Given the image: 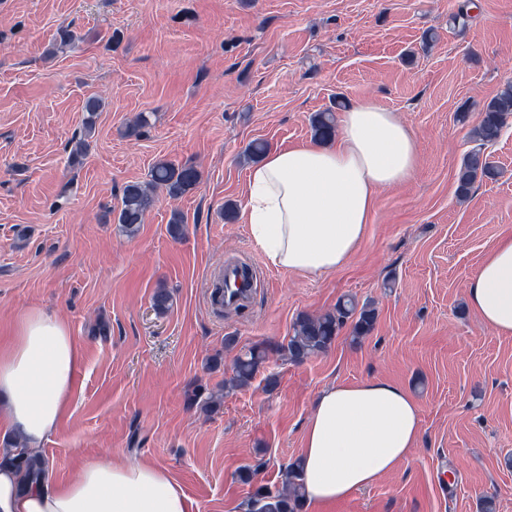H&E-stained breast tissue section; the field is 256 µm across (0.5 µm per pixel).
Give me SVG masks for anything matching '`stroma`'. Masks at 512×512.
Wrapping results in <instances>:
<instances>
[{
    "instance_id": "35a3bbf8",
    "label": "stroma",
    "mask_w": 512,
    "mask_h": 512,
    "mask_svg": "<svg viewBox=\"0 0 512 512\" xmlns=\"http://www.w3.org/2000/svg\"><path fill=\"white\" fill-rule=\"evenodd\" d=\"M0 0V336L21 314L62 318L82 350L67 416L44 444L54 476L87 460L167 469L192 512H244L256 487H280L326 386L378 378L421 410L417 448L392 474L326 512H512V335L485 327L466 288L484 253L512 235V124L486 153L500 171L456 194L472 149L460 108L512 83V0ZM75 43L55 51L59 28ZM103 96L90 148L69 154ZM371 98L416 134L414 175L380 189L372 224L342 269L310 278L272 266L241 208L255 140L311 142L310 118ZM140 134L127 128L139 115ZM160 159L193 164L189 194L157 201L138 232L114 222L126 184ZM184 234L172 238V214ZM250 263L245 308L220 311L221 266ZM172 294L157 313V289ZM346 295L374 302L372 333L343 327L325 353L271 356L252 385L211 412L188 406L232 372L238 351L287 343L298 315ZM107 337L93 335L97 323ZM235 337L226 349L225 337ZM218 367H210L213 356ZM278 385L267 390L265 378ZM261 464L253 483L238 480Z\"/></svg>"
}]
</instances>
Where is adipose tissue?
<instances>
[{
  "instance_id": "obj_1",
  "label": "adipose tissue",
  "mask_w": 512,
  "mask_h": 512,
  "mask_svg": "<svg viewBox=\"0 0 512 512\" xmlns=\"http://www.w3.org/2000/svg\"><path fill=\"white\" fill-rule=\"evenodd\" d=\"M417 162L414 132L364 99L343 113L335 142L278 147L253 165L242 218L272 265L327 275L364 239L378 190L408 181ZM467 302L492 332L512 335V235L485 253ZM81 360L69 326L43 311L20 316L0 341V417L27 452L40 454L66 415ZM420 423L404 386L371 379L323 389L299 456L308 502L334 504L395 471L416 448ZM0 512H191V502L163 467L97 460L66 482L0 466Z\"/></svg>"
}]
</instances>
